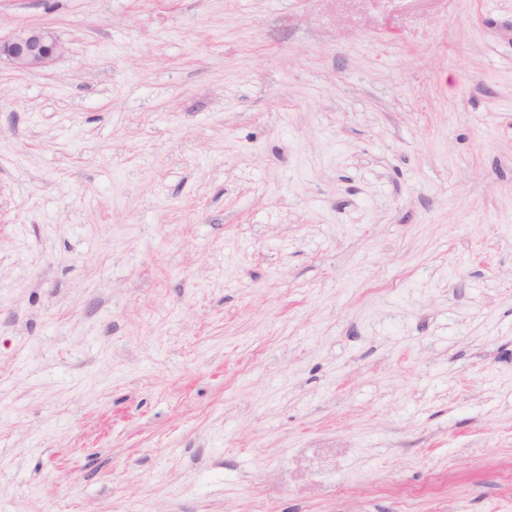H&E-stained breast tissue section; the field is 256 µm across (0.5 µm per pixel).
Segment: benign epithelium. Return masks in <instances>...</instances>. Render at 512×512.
<instances>
[{
	"instance_id": "benign-epithelium-1",
	"label": "benign epithelium",
	"mask_w": 512,
	"mask_h": 512,
	"mask_svg": "<svg viewBox=\"0 0 512 512\" xmlns=\"http://www.w3.org/2000/svg\"><path fill=\"white\" fill-rule=\"evenodd\" d=\"M67 50L56 31L47 26H26L0 40V62L17 71H35L49 67Z\"/></svg>"
}]
</instances>
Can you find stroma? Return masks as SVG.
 Listing matches in <instances>:
<instances>
[{"instance_id": "1", "label": "stroma", "mask_w": 512, "mask_h": 512, "mask_svg": "<svg viewBox=\"0 0 512 512\" xmlns=\"http://www.w3.org/2000/svg\"><path fill=\"white\" fill-rule=\"evenodd\" d=\"M0 512H512V0H0ZM67 50L56 31L47 26H26L15 29L0 40V62L5 61L17 71H35L49 67Z\"/></svg>"}]
</instances>
